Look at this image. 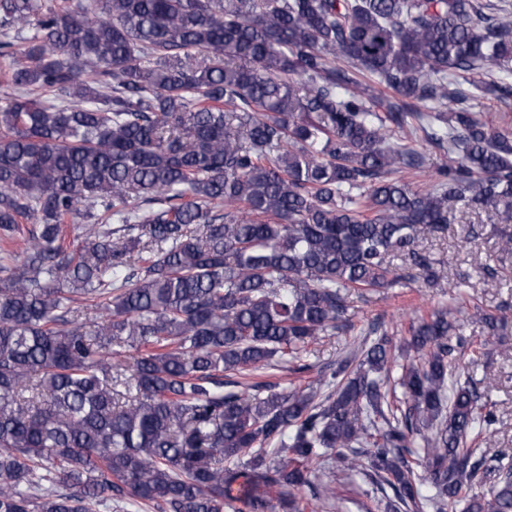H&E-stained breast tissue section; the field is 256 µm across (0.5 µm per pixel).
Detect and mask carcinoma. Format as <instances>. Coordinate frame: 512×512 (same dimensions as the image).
Wrapping results in <instances>:
<instances>
[{"mask_svg": "<svg viewBox=\"0 0 512 512\" xmlns=\"http://www.w3.org/2000/svg\"><path fill=\"white\" fill-rule=\"evenodd\" d=\"M0 29V512H307L324 462L393 510L512 512L445 309L398 345L371 327L314 389L243 382L309 371L350 293L408 279L390 255L437 282L414 245L456 205L512 221V131L449 80L512 97V8L0 0ZM410 118L448 152L424 189Z\"/></svg>", "mask_w": 512, "mask_h": 512, "instance_id": "carcinoma-1", "label": "carcinoma"}]
</instances>
